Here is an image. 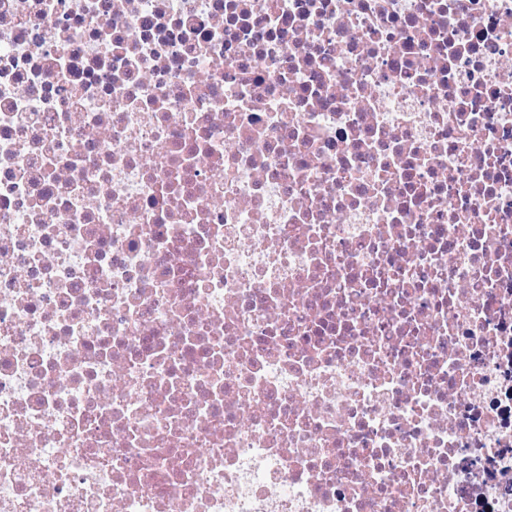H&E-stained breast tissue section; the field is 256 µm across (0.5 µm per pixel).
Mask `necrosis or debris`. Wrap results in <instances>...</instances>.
Returning <instances> with one entry per match:
<instances>
[{
    "label": "necrosis or debris",
    "mask_w": 512,
    "mask_h": 512,
    "mask_svg": "<svg viewBox=\"0 0 512 512\" xmlns=\"http://www.w3.org/2000/svg\"><path fill=\"white\" fill-rule=\"evenodd\" d=\"M0 512H512V0H0Z\"/></svg>",
    "instance_id": "necrosis-or-debris-1"
}]
</instances>
